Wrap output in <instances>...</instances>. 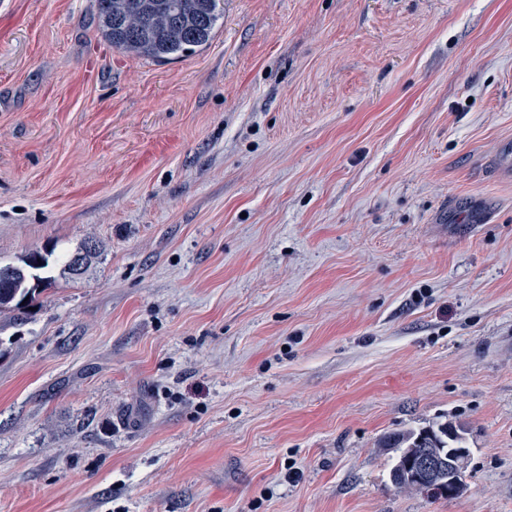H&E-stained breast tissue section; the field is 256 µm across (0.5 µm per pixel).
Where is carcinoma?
Returning a JSON list of instances; mask_svg holds the SVG:
<instances>
[{
	"mask_svg": "<svg viewBox=\"0 0 512 512\" xmlns=\"http://www.w3.org/2000/svg\"><path fill=\"white\" fill-rule=\"evenodd\" d=\"M223 0H93L102 36L118 50L155 62L172 60L209 43L224 7ZM98 243L85 241L66 257L61 273L78 277L73 255H84L82 271H87L98 254ZM54 249L31 252L17 265L2 267L10 273L0 286V312L22 309L35 299L41 287L52 282L47 275ZM380 447L397 452L390 480L399 489L416 490L432 498L448 497V459L454 456L455 439L448 423L419 430L397 432L382 437ZM424 454L434 456L438 468L429 484L416 479V464Z\"/></svg>",
	"mask_w": 512,
	"mask_h": 512,
	"instance_id": "cac0c4a2",
	"label": "carcinoma"
}]
</instances>
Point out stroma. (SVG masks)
<instances>
[{"label":"stroma","instance_id":"35a3bbf8","mask_svg":"<svg viewBox=\"0 0 512 512\" xmlns=\"http://www.w3.org/2000/svg\"><path fill=\"white\" fill-rule=\"evenodd\" d=\"M0 512H512V0H224L157 63L0 0ZM464 433L459 495L383 435ZM90 243H92L91 251L89 250ZM98 249H99V246L96 241H94V240L85 241L81 245V247H79L77 250H75L73 253H71L70 255H68L66 257L65 261L63 262V266L61 267V273L67 274L71 278H76V277L83 275L87 271V269L90 267L93 259L96 258L97 254H98ZM83 253H85V255L83 258L82 270L80 271V273H76L72 266V258L75 255H81ZM53 252V248L44 252H31L21 257L17 265L0 266V273L10 272L7 283L0 286V312L27 307L35 299L37 291L53 281L52 276H41V273L49 272ZM31 281L34 282L32 285Z\"/></svg>","mask_w":512,"mask_h":512}]
</instances>
